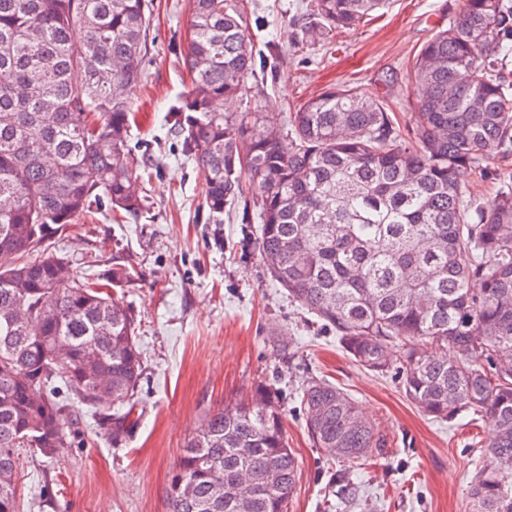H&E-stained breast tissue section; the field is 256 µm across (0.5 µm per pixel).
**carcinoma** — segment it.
Masks as SVG:
<instances>
[{"label":"carcinoma","mask_w":512,"mask_h":512,"mask_svg":"<svg viewBox=\"0 0 512 512\" xmlns=\"http://www.w3.org/2000/svg\"><path fill=\"white\" fill-rule=\"evenodd\" d=\"M390 0H310V43ZM148 0H0V512H18V450L67 447V404L113 410L124 431L143 372L132 313L106 283L62 272L50 239L107 203L118 224L146 208L150 160L130 145L145 82ZM512 0H463L422 48L395 124L383 98L331 88L279 121L226 112L252 96L253 50L238 0H192L181 54L191 88L169 109L203 177L215 223L257 190L258 250L272 279L362 368L396 371L406 397L441 420L486 417L493 437L474 473V512H512V183L483 201L463 167L512 156ZM294 148L280 147L282 131ZM317 448L353 462L381 447L356 402L324 380L298 392ZM298 460L275 389L209 410L170 484L171 512H236L223 485L251 480L250 512H288Z\"/></svg>","instance_id":"carcinoma-1"}]
</instances>
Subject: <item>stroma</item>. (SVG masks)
Segmentation results:
<instances>
[{
  "label": "stroma",
  "mask_w": 512,
  "mask_h": 512,
  "mask_svg": "<svg viewBox=\"0 0 512 512\" xmlns=\"http://www.w3.org/2000/svg\"><path fill=\"white\" fill-rule=\"evenodd\" d=\"M309 0H244L255 47L268 57L261 93L242 109L278 114L340 86L398 108L423 45L459 13L462 0H393L387 10L336 34L299 45ZM153 42L134 102L131 145L155 161L142 187L150 210L117 224L108 211L52 238L76 277L133 266L117 296L135 318L144 372L125 433L94 409L73 406L68 446L53 458L21 450L19 512H170L168 491L205 412L278 388L288 446L299 470L288 512H471L469 482L491 439L487 421L462 414L438 421L411 403L395 374L355 363L269 278L252 209L237 204L212 223L202 178L170 132L168 110L191 79L181 64L191 0H150ZM512 178V158L488 159L462 179L481 197ZM346 390L385 445L364 464L337 460L310 442L296 391L311 379ZM352 483L364 510L339 496Z\"/></svg>",
  "instance_id": "35a3bbf8"
}]
</instances>
